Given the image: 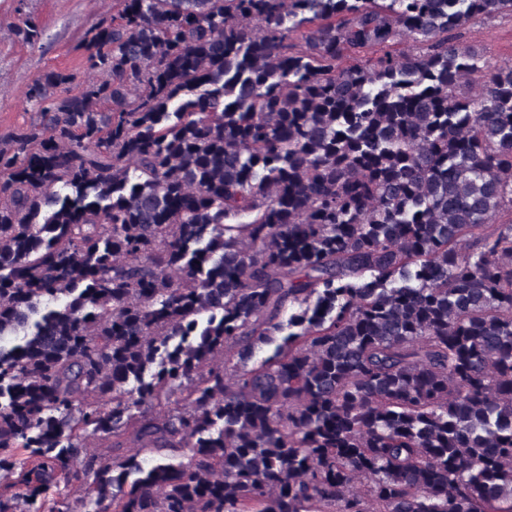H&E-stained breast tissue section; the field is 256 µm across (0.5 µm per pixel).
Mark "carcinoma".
Instances as JSON below:
<instances>
[{
  "mask_svg": "<svg viewBox=\"0 0 512 512\" xmlns=\"http://www.w3.org/2000/svg\"><path fill=\"white\" fill-rule=\"evenodd\" d=\"M119 2L0 136V512H512V0ZM463 41L479 50L492 63L512 62V15L472 19Z\"/></svg>",
  "mask_w": 512,
  "mask_h": 512,
  "instance_id": "obj_1",
  "label": "carcinoma"
}]
</instances>
